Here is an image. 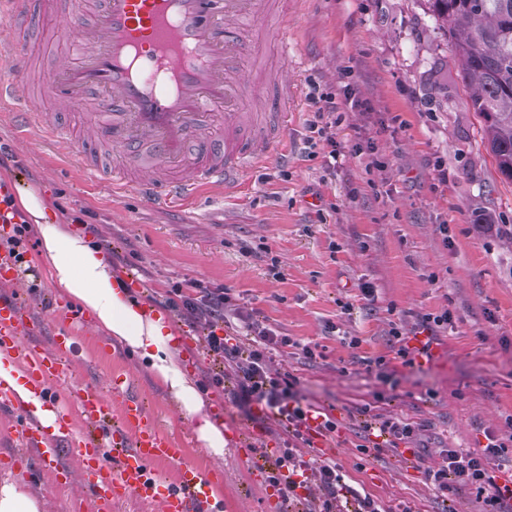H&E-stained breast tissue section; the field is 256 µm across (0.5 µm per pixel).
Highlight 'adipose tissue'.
Wrapping results in <instances>:
<instances>
[{
  "label": "adipose tissue",
  "mask_w": 512,
  "mask_h": 512,
  "mask_svg": "<svg viewBox=\"0 0 512 512\" xmlns=\"http://www.w3.org/2000/svg\"><path fill=\"white\" fill-rule=\"evenodd\" d=\"M13 202L33 224L38 260L50 272L53 288L78 303L96 330L132 351L140 367L189 420L198 443L214 458L224 455L227 434L221 419L197 388L185 363L178 331L166 312L148 298L132 297L115 278L100 248L59 218L40 188L27 183L15 188Z\"/></svg>",
  "instance_id": "adipose-tissue-1"
}]
</instances>
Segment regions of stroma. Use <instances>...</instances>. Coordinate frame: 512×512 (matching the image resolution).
I'll list each match as a JSON object with an SVG mask.
<instances>
[{
    "label": "stroma",
    "instance_id": "stroma-1",
    "mask_svg": "<svg viewBox=\"0 0 512 512\" xmlns=\"http://www.w3.org/2000/svg\"><path fill=\"white\" fill-rule=\"evenodd\" d=\"M282 2L302 67L285 68L273 40L261 48L259 67L280 70L304 93L313 83L335 93L352 84L386 126L378 141L384 169L367 167L354 154L362 117L349 112L336 129L342 147L336 172L328 174L322 155L305 149L303 101L271 157L238 189L211 191L186 206L159 208L135 194L113 200L111 183L83 180L56 162L63 145L45 147L39 131H20L9 114L0 117V144L11 155L0 181L44 185L59 214L91 211L92 244L117 260L121 277L136 276L153 304L178 282L219 285L242 311L291 338L274 354L272 369L290 371L306 403L340 422L331 450L316 445L307 457L335 459L347 484L389 512H478L471 490L437 498L423 469L437 465L444 449L479 450L484 430L501 428L512 415V183L481 142L453 47L426 0ZM31 23L37 72L66 65L69 35L38 16ZM344 71L349 79H341ZM437 162L442 171L434 170ZM441 224L447 235L438 233ZM24 247L29 271L18 274L13 288L40 320L37 340L47 346L75 303L52 288L36 238L27 236ZM257 247L266 248L265 257L254 256ZM272 258L283 279L269 274ZM365 282L377 289L375 305L361 293ZM447 309L453 323L436 340L438 358L415 368L395 360L387 344L390 322L410 326L417 315ZM180 331L200 392L220 399L216 414L229 434L223 461H212L198 446L190 424L139 369L136 356L92 324L75 330L70 381L96 391L117 421L121 399L111 381L126 379L184 455L219 478L223 512H285L277 492L247 463L255 447H282L281 429L260 430L212 385L215 366L199 342L204 325ZM353 337L358 345H350ZM306 346L313 359L303 357ZM376 356L388 361L383 373L355 363ZM70 381L57 383L56 391L67 394ZM366 415L421 423L413 442L421 467L391 452L379 459L361 454ZM60 462L69 472L63 485L35 454H20L13 439L0 434V480L22 481L43 498V512H94L70 448H62Z\"/></svg>",
    "mask_w": 512,
    "mask_h": 512
}]
</instances>
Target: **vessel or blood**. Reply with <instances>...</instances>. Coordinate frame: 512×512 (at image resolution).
Returning <instances> with one entry per match:
<instances>
[{"label":"vessel or blood","mask_w":512,"mask_h":512,"mask_svg":"<svg viewBox=\"0 0 512 512\" xmlns=\"http://www.w3.org/2000/svg\"><path fill=\"white\" fill-rule=\"evenodd\" d=\"M57 3L0 0V61L15 64L12 83L0 82V110L10 111L15 84L29 79L32 58L22 20L40 8L58 28L77 35L74 62L52 72L43 94L73 112L94 103L88 120L115 161L101 167L88 138L54 129L48 113L24 110L23 124L42 131L47 144L66 142L65 161L91 179L109 177L113 191L179 206L215 187L236 190L292 125L294 112L286 104L297 101L299 87L276 77L249 78L242 66L258 42L272 37L282 59L296 57L287 32L261 24L278 14L277 0H71L64 11ZM266 96L284 108L275 113L272 128L259 131L252 105ZM222 108L227 115L220 124L215 117ZM38 326L20 300L0 294V363L22 372L28 390L57 414L58 430L42 426L34 405L1 379L0 430L14 432L19 447L34 449L58 473V436L67 434L97 512H112L131 494L162 500L163 512H207L209 476L182 455L143 402L129 395L125 381H112L113 393L124 399L117 426L96 392L74 384L67 400L56 396L53 385L68 372L73 323L58 326L47 348L32 340ZM74 412L85 428L70 430ZM107 443L117 462L103 461L100 450ZM160 461L175 470L167 488L153 469Z\"/></svg>","instance_id":"obj_1"}]
</instances>
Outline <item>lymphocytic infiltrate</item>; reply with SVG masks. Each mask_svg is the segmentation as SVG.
I'll return each mask as SVG.
<instances>
[{"label": "lymphocytic infiltrate", "mask_w": 512, "mask_h": 512, "mask_svg": "<svg viewBox=\"0 0 512 512\" xmlns=\"http://www.w3.org/2000/svg\"><path fill=\"white\" fill-rule=\"evenodd\" d=\"M310 110L305 120V142L309 148H323L327 171H335L340 155L334 128L345 113L357 111L371 117L373 108L354 89H346L342 97L321 92L311 86L306 95ZM166 306L184 320L196 322L206 318L207 332L201 338L206 357L229 368V375H216L212 382L223 385L232 379L231 401L242 411L269 412L285 434L284 446L276 455L258 448L259 457L267 461L265 480L280 495L283 503L306 501L307 512H338L343 499L353 498L356 512H386L370 494L360 492L345 483L341 467L335 460L305 458L303 450L311 445V434L328 436L338 429L330 414L303 402L295 376L271 369L272 355L280 347L290 345L288 337L261 325L252 315L234 311L232 298L226 289L205 286L198 281L188 282L167 290ZM452 320L450 311L420 316L413 329L391 323L388 330L390 348L404 365H414L416 358L429 355L430 341ZM365 436L376 437L373 445H362L363 454L380 458L383 451H398L400 445L411 442L420 431L418 424L401 419L380 422L364 421ZM480 451L446 449L439 465L427 467L426 481L436 493L452 496L461 488H471L481 504L480 512H512V494L504 495L495 471L487 467L488 460L504 456L508 447L501 434L488 431Z\"/></svg>", "instance_id": "lymphocytic-infiltrate-1"}]
</instances>
